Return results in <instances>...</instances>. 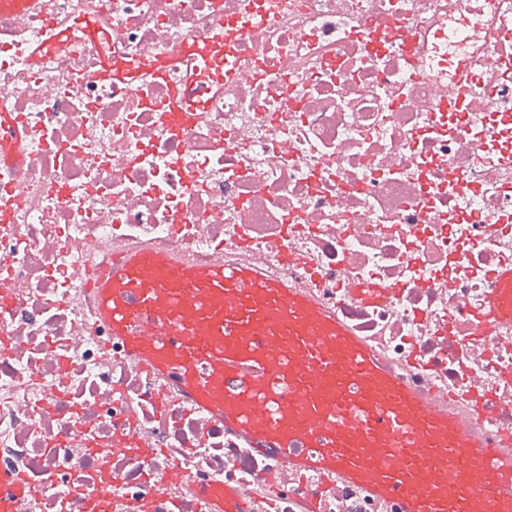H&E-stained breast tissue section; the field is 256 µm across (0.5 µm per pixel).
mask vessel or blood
<instances>
[{"mask_svg": "<svg viewBox=\"0 0 512 512\" xmlns=\"http://www.w3.org/2000/svg\"><path fill=\"white\" fill-rule=\"evenodd\" d=\"M190 58L193 76L166 104L174 120L203 112L234 59L223 38L193 39L158 65L105 67L113 86L150 84ZM490 305L512 321V268ZM95 312L140 366L163 375L211 421L300 469L325 470L399 503L400 512H512V441L480 433L462 412L433 409L312 293L256 264H204L151 247L128 250L95 284ZM24 477L0 481V507L26 512Z\"/></svg>", "mask_w": 512, "mask_h": 512, "instance_id": "1", "label": "vessel or blood"}]
</instances>
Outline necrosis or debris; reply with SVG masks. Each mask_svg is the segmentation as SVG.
Listing matches in <instances>:
<instances>
[{
  "label": "necrosis or debris",
  "instance_id": "obj_1",
  "mask_svg": "<svg viewBox=\"0 0 512 512\" xmlns=\"http://www.w3.org/2000/svg\"><path fill=\"white\" fill-rule=\"evenodd\" d=\"M209 110L172 126L185 65L149 87L88 82L210 35L237 0H47L0 12V472L35 512H399L361 485L298 470L206 412L98 324L87 289L128 246L207 262L243 256L314 292L435 407L512 428V327L489 325L512 264V5L505 0H266ZM94 17L53 55L58 22ZM503 31L486 45L484 26ZM445 38L415 47L416 23ZM474 80L449 100L454 64ZM385 290L354 300L348 286Z\"/></svg>",
  "mask_w": 512,
  "mask_h": 512
}]
</instances>
